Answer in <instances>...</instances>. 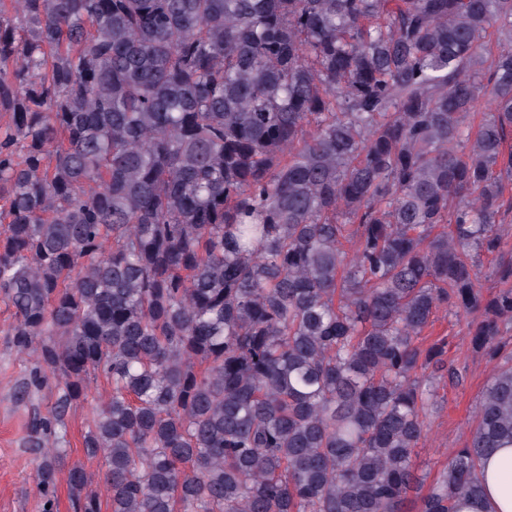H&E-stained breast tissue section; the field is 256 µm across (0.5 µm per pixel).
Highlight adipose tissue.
<instances>
[{
    "label": "adipose tissue",
    "instance_id": "1",
    "mask_svg": "<svg viewBox=\"0 0 512 512\" xmlns=\"http://www.w3.org/2000/svg\"><path fill=\"white\" fill-rule=\"evenodd\" d=\"M482 494L457 502L458 512H512V447L498 450L483 463Z\"/></svg>",
    "mask_w": 512,
    "mask_h": 512
}]
</instances>
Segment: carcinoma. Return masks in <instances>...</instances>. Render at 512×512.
<instances>
[{"instance_id":"cac0c4a2","label":"carcinoma","mask_w":512,"mask_h":512,"mask_svg":"<svg viewBox=\"0 0 512 512\" xmlns=\"http://www.w3.org/2000/svg\"><path fill=\"white\" fill-rule=\"evenodd\" d=\"M0 0V296L72 512H407L454 300L512 329V0ZM492 108L475 113L479 100ZM354 246L353 255L345 244ZM497 258L486 297L477 259ZM512 447V352L420 497ZM107 388V383L103 378L92 381L86 392V395L73 403L68 417V439L65 456L62 460V470L65 472L73 464L82 462L91 469H95L97 462H89L85 455V448L82 445V435L91 421L96 406L99 403V394Z\"/></svg>"}]
</instances>
